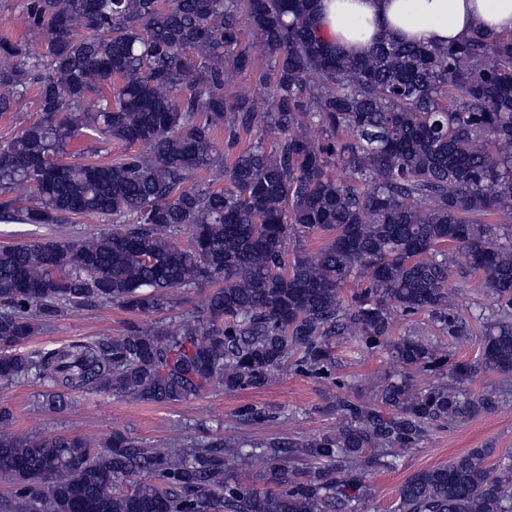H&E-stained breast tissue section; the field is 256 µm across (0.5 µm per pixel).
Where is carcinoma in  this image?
<instances>
[{
  "label": "carcinoma",
  "instance_id": "1",
  "mask_svg": "<svg viewBox=\"0 0 512 512\" xmlns=\"http://www.w3.org/2000/svg\"><path fill=\"white\" fill-rule=\"evenodd\" d=\"M316 2L26 0L39 50L0 40V112L32 89L37 116L0 144V222L81 214L112 228L0 248V384L48 382L53 408L85 389L175 404L215 384L264 388L291 359L325 375L335 336L388 347L402 372L364 399L337 400L336 431L286 441L144 448L114 430L96 449L19 435L0 411V473L20 486L0 512H362L367 472L447 424L507 407L496 384L467 385L480 372L512 376V34L476 29L446 47L381 35L352 58L319 37ZM245 29L273 65L256 79L265 92L230 103L226 73L254 70ZM219 129L230 146L242 130L259 135L223 167ZM87 130L99 137L93 154L112 140L139 151L66 161ZM198 170L224 185L192 183ZM17 186L30 204L6 197ZM316 230L332 233L316 255L290 250ZM448 244L497 302L477 366L418 337L387 344L395 317L419 312L468 339ZM352 278L366 287L345 300ZM202 282L220 286L174 324L8 352L67 309L149 315ZM419 374L436 381L422 387ZM487 458L473 448L412 474L395 512H512V461ZM256 461L267 488L239 478Z\"/></svg>",
  "mask_w": 512,
  "mask_h": 512
}]
</instances>
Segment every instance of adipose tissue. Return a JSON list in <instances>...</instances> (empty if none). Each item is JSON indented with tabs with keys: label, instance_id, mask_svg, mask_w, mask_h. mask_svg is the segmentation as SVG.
Here are the masks:
<instances>
[{
	"label": "adipose tissue",
	"instance_id": "adipose-tissue-1",
	"mask_svg": "<svg viewBox=\"0 0 512 512\" xmlns=\"http://www.w3.org/2000/svg\"><path fill=\"white\" fill-rule=\"evenodd\" d=\"M316 29L345 54H368L378 36L444 46L480 28L512 34V0H318Z\"/></svg>",
	"mask_w": 512,
	"mask_h": 512
}]
</instances>
